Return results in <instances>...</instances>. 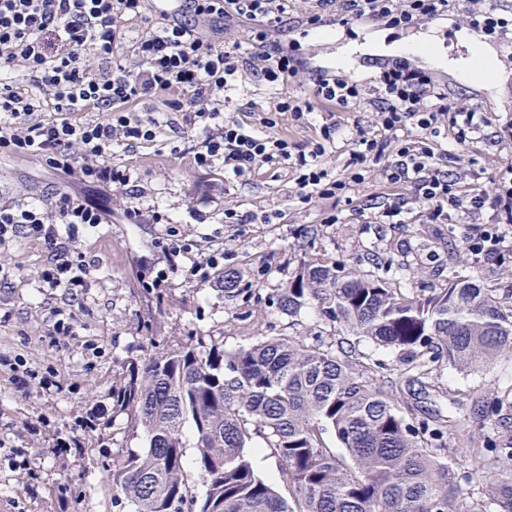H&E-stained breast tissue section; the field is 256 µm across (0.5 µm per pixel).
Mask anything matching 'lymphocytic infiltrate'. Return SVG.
I'll return each mask as SVG.
<instances>
[{
    "label": "lymphocytic infiltrate",
    "mask_w": 512,
    "mask_h": 512,
    "mask_svg": "<svg viewBox=\"0 0 512 512\" xmlns=\"http://www.w3.org/2000/svg\"><path fill=\"white\" fill-rule=\"evenodd\" d=\"M448 7L449 0H342V20L405 28L444 19ZM148 9L149 0H0V154L42 159L69 182L39 195L0 192V248L21 238L43 241L52 251L41 272L48 287L68 295L86 287L89 265L78 227L111 223L106 202L113 189L123 191L126 222L143 223L139 198L128 189L131 177L113 165L112 150L156 142L158 121L134 107L164 93L179 116L171 131L186 140L198 171L220 169L225 179L237 180L286 165L295 172V200L307 206L336 198L375 169L389 188L412 189L410 198L383 203L381 223H410L417 209L432 224L486 211L488 222L467 238L466 248L499 253L502 227L512 223V181L466 191L460 178L448 174L447 150L437 147L445 128L458 147L484 138L492 121L479 105H449L432 75L404 60L379 64L369 85L347 74L309 71L280 39L287 22L275 0H183L162 26L133 45L132 62L121 61L127 25L146 20ZM244 18L255 24L247 56L220 40ZM466 19L491 40L512 33V11L491 0L467 10ZM243 66L281 88L277 115L299 120L319 105L340 111L369 105L373 118L349 141L343 174L329 175L324 164L336 148V120L323 122L319 136L301 145L269 135L275 117L253 124L225 116L224 93ZM15 73L28 78L27 89L11 86ZM302 74L308 92L299 95L291 84ZM92 109L101 110V118L84 119ZM164 255L166 265L152 281L156 288L177 270L208 280L226 257L223 247L202 245L176 230Z\"/></svg>",
    "instance_id": "1"
}]
</instances>
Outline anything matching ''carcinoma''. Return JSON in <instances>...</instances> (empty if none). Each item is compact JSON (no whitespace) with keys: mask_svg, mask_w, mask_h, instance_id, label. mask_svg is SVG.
Here are the masks:
<instances>
[{"mask_svg":"<svg viewBox=\"0 0 512 512\" xmlns=\"http://www.w3.org/2000/svg\"><path fill=\"white\" fill-rule=\"evenodd\" d=\"M312 303L326 323L402 352L409 383L429 378L434 362L477 372L512 357V305L477 270H450L446 287L420 297L315 259L276 299L289 315ZM378 368L295 337L226 352L190 335L130 363L112 402L143 446L112 458L115 503L127 512H512V390L496 392L491 431L453 468L447 440L466 419L406 422L403 385L380 380ZM256 437L288 496L255 469Z\"/></svg>","mask_w":512,"mask_h":512,"instance_id":"1","label":"carcinoma"}]
</instances>
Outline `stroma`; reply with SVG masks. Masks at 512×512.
Wrapping results in <instances>:
<instances>
[{"label": "stroma", "mask_w": 512, "mask_h": 512, "mask_svg": "<svg viewBox=\"0 0 512 512\" xmlns=\"http://www.w3.org/2000/svg\"><path fill=\"white\" fill-rule=\"evenodd\" d=\"M471 29L461 13L428 26L404 29L376 24L367 34L339 31L312 42L299 31L289 34L296 52L308 67L333 69L345 47L354 52L344 68L362 82H370L375 60L392 59V46L432 39L437 53L466 58L472 53ZM503 62L506 81L463 80L448 66L422 61L436 75L452 105L477 103L498 123H512V41L490 42ZM230 114L271 109L278 101L275 87L241 70L229 91ZM461 163H449L450 174L466 171L478 185L487 186L512 165V138L483 141L460 148ZM114 164L131 175L145 214L155 212L188 220L196 198L212 199L214 208H237L272 215L269 224H199L195 231L214 237L231 251L229 268L239 275L240 293L225 296L219 282L201 283L182 272L171 273L162 287H151L164 266L161 245L164 224L124 223L120 208L112 221L94 228L80 226L79 237L90 275L75 296L48 288L40 273L51 260L43 242L19 239L0 249V268L8 286H0V354L20 357L29 365L56 371L60 390L46 393L16 388L8 368L0 367V441L24 449L27 466L14 470L0 465V501L9 512H121L113 504L112 483L105 466L118 449L142 445L112 412V385L127 365L153 347L175 338L202 334L233 352L273 336H292L333 344L345 339L359 361L378 363L381 379L397 378L404 367L398 351L359 338L345 326L324 324L313 308L290 316L269 298L284 287L304 263L315 258L340 262L347 270L377 273L391 287L421 296L445 287L449 270L481 271L486 287L504 303L512 302V232L499 256L473 255L461 245L484 215L455 224H430L414 217L409 224H368L359 209L376 206L387 188L371 174L350 195L304 208L295 203L294 174L283 166L252 173L228 182L222 171H196L183 156L179 139L162 132L157 143L128 152L115 149ZM67 181L40 159L0 157V186L17 193H43L66 187ZM339 217L327 223L328 214ZM74 319L75 333L53 336L49 330L55 311ZM428 386L413 385L404 394L402 412L412 422L432 415L442 419L465 416L466 429L448 445L456 456L479 446L489 426L484 406L493 392L512 388V359L503 358L480 371L465 373L448 365L432 372ZM92 428L78 432L79 418Z\"/></svg>", "instance_id": "1"}]
</instances>
